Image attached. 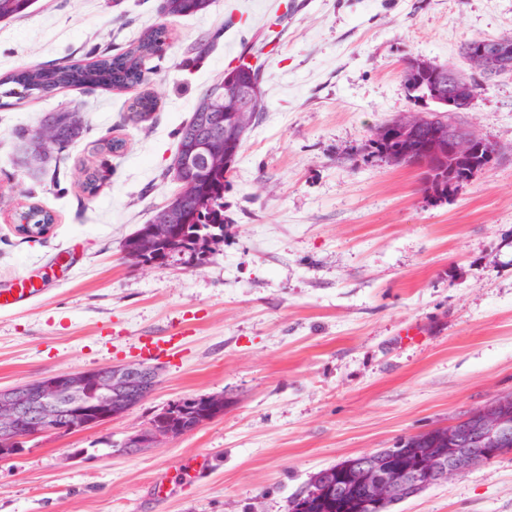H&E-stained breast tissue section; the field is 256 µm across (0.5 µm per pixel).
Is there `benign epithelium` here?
I'll list each match as a JSON object with an SVG mask.
<instances>
[{"label":"benign epithelium","mask_w":512,"mask_h":512,"mask_svg":"<svg viewBox=\"0 0 512 512\" xmlns=\"http://www.w3.org/2000/svg\"><path fill=\"white\" fill-rule=\"evenodd\" d=\"M469 62L472 70L490 79L512 69V44L504 41H485L471 45ZM224 118L231 122L230 130L244 125L250 112L255 110L258 91L253 87L236 91L221 90ZM423 101L444 103L450 112H464L473 108L476 94L471 86L459 81L453 72L448 83L437 82L422 95ZM44 125L34 132L27 142L29 156L38 160L44 155ZM493 141L483 135L462 131L454 140L441 148L459 159L477 150L486 149V166L494 165L497 152ZM197 155L211 166H222L225 159L213 153L207 141L195 147ZM18 231L36 237L46 233L39 224H32L28 214H18ZM174 222V215L163 208L155 219L152 238L165 240ZM156 383L155 371L140 363H128L88 371L64 372L37 380L26 381L10 388L0 389V460H10L24 451V444L32 437L52 432H76L105 420L117 417L131 406L145 399ZM65 398L81 402L82 409L62 404ZM195 412L196 424L215 418L224 412V397H185L169 405L156 417L159 430H150L132 440L126 448L137 453L164 439L182 435L187 429L174 424L180 413ZM474 427L478 451L464 448L465 439L458 431L459 425L448 426V432L432 431L429 438L436 445L435 451L425 459L415 462L412 451L400 443L386 451L392 461L386 470L377 468L375 460L359 457L347 464L348 480L372 489L369 507L373 512H383L386 502L405 496L408 484L421 487L446 482L473 465L491 461L508 452L512 441V396L505 395L489 405L476 409L463 419Z\"/></svg>","instance_id":"7a95c632"}]
</instances>
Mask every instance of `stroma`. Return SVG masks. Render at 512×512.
<instances>
[{
	"label": "stroma",
	"mask_w": 512,
	"mask_h": 512,
	"mask_svg": "<svg viewBox=\"0 0 512 512\" xmlns=\"http://www.w3.org/2000/svg\"><path fill=\"white\" fill-rule=\"evenodd\" d=\"M160 4L34 0L0 21V77L169 30L144 71L140 90L158 100L148 121L132 120L131 90L0 108V289L36 291L0 311V388L181 337L141 403L0 462V512H288L319 470L512 395V73L455 114L500 154L447 198L362 151L372 126L413 107L403 58L465 67L470 39L512 37V0H211L189 17ZM250 51L264 110L228 176L223 243L199 268L129 266L125 240L179 190L176 131ZM60 110L81 114L83 138L27 163L17 130ZM114 137L124 152H108ZM31 204L54 216L37 238L16 228ZM411 327L419 339L402 341ZM215 394L223 414L125 452L168 404ZM396 512H512V452Z\"/></svg>",
	"instance_id": "1"
}]
</instances>
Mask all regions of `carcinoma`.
<instances>
[{"mask_svg": "<svg viewBox=\"0 0 512 512\" xmlns=\"http://www.w3.org/2000/svg\"><path fill=\"white\" fill-rule=\"evenodd\" d=\"M33 0H0V21L25 13ZM164 13L170 17H185L204 11L209 0H164ZM166 30L157 27L143 33L127 49L116 55L102 54L88 65L68 64L54 66H30L0 78V107L11 106L21 102L33 101L57 94L60 90L83 86L88 89L125 92L142 81L146 61L163 50ZM453 68L451 64L429 62L426 74L404 77V85L410 90L409 97L418 102L417 93L411 88L418 83H429L439 79L440 74ZM260 83V66L239 64L224 72V78L203 90L190 119L177 132L176 151L193 153L197 138L203 134L212 137V145L224 154L226 162L235 166L242 150L245 137L229 139L224 137V112L206 106L211 91L216 85L249 86ZM157 107L155 96L143 93L132 102L134 117L147 120ZM429 119L422 127L416 129L405 139L398 140L388 136L385 131L388 122L375 125L370 130L365 147L371 154H377L396 165H417L427 162L422 170L423 191H432L441 198L448 196V168L455 167L456 177L469 183L483 173L485 164L477 162L475 168L458 164L457 159L446 154L433 157L429 154L436 136L448 137L449 132L460 131L462 127L452 120L445 107L435 105L427 110ZM51 121L52 131L48 143L62 152L79 141L85 131L84 123L73 118L69 112H49L43 121ZM176 179L181 184L180 191L169 201L181 213L182 222L177 236L169 242H161L156 251L163 253L165 261L184 262V257L194 251L197 239L204 234L224 236V188L228 183L224 170L205 168L200 162H193L182 169ZM347 461L324 468L311 477L307 486H312L319 476L318 490L333 486L323 499L327 508L322 512H366L363 507L366 489L356 487L344 480L347 476Z\"/></svg>", "mask_w": 512, "mask_h": 512, "instance_id": "carcinoma-1", "label": "carcinoma"}]
</instances>
